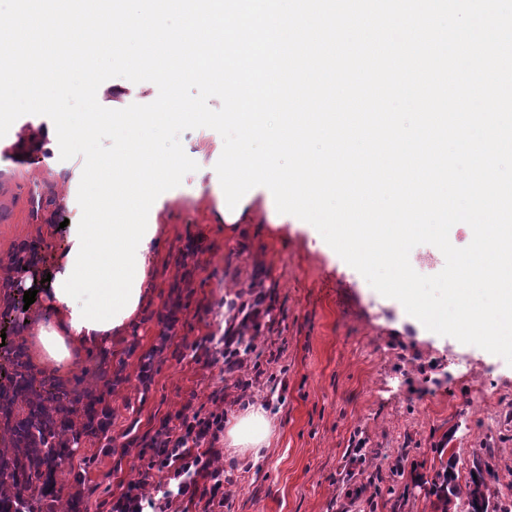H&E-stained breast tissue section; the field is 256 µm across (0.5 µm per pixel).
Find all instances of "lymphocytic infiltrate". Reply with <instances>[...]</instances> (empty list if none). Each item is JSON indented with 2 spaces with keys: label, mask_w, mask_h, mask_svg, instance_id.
<instances>
[{
  "label": "lymphocytic infiltrate",
  "mask_w": 512,
  "mask_h": 512,
  "mask_svg": "<svg viewBox=\"0 0 512 512\" xmlns=\"http://www.w3.org/2000/svg\"><path fill=\"white\" fill-rule=\"evenodd\" d=\"M261 312V303H241L238 323L218 341L222 356L236 368L247 366L251 359L250 352H239L238 344L249 331L259 330ZM212 402L213 409L190 415L180 410L162 423L141 451L146 473L160 474V481L150 486L142 480L128 483L113 498L110 512H172L179 503L193 507L195 512H223L224 487L233 481L219 464V442L224 436L223 393H214Z\"/></svg>",
  "instance_id": "obj_1"
}]
</instances>
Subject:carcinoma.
Listing matches in <instances>:
<instances>
[{"label": "carcinoma", "mask_w": 512, "mask_h": 512, "mask_svg": "<svg viewBox=\"0 0 512 512\" xmlns=\"http://www.w3.org/2000/svg\"><path fill=\"white\" fill-rule=\"evenodd\" d=\"M7 364L8 383L0 385V512H85L81 498L64 501L39 484L82 442L107 438L104 393L72 394L58 379L34 371L15 343L9 346ZM437 477L443 505L459 499L468 510L489 507L481 474L462 486L450 460Z\"/></svg>", "instance_id": "obj_1"}]
</instances>
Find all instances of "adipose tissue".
Listing matches in <instances>:
<instances>
[{"label":"adipose tissue","mask_w":512,"mask_h":512,"mask_svg":"<svg viewBox=\"0 0 512 512\" xmlns=\"http://www.w3.org/2000/svg\"><path fill=\"white\" fill-rule=\"evenodd\" d=\"M159 231L146 224H72L65 249L49 269L30 267L11 277L13 288L41 287L48 321L32 332L40 361L61 366L104 349L138 312L149 288L147 255ZM270 424L252 408L229 427L224 443L236 453H259Z\"/></svg>","instance_id":"adipose-tissue-1"}]
</instances>
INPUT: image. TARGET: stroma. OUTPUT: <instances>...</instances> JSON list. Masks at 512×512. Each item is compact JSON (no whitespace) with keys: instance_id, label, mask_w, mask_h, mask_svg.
I'll use <instances>...</instances> for the list:
<instances>
[{"instance_id":"stroma-1","label":"stroma","mask_w":512,"mask_h":512,"mask_svg":"<svg viewBox=\"0 0 512 512\" xmlns=\"http://www.w3.org/2000/svg\"><path fill=\"white\" fill-rule=\"evenodd\" d=\"M150 82L109 79L99 103L122 109L156 99ZM48 117L24 115L0 138V271L19 269L20 245H39L51 265L67 244L61 222L78 223L82 158L21 152ZM199 168L161 194L158 245L149 257L150 294L105 352L78 357L63 382L98 392L93 367L108 360L122 380L108 393L111 442L79 449L62 465V498L88 512L142 479L141 445L184 404L206 407L224 391L228 419L262 405L271 422L259 456L225 453L237 480L224 512H445L423 485L454 461L459 482L482 473L497 512H512V366L497 355L428 331L383 297L309 223L271 212L256 190L252 220L227 231L217 219L223 190L214 166L223 139L202 127L181 136ZM257 284L270 313L258 347L287 385L253 388L211 351L224 331L226 300ZM484 365L483 380L455 363Z\"/></svg>"}]
</instances>
